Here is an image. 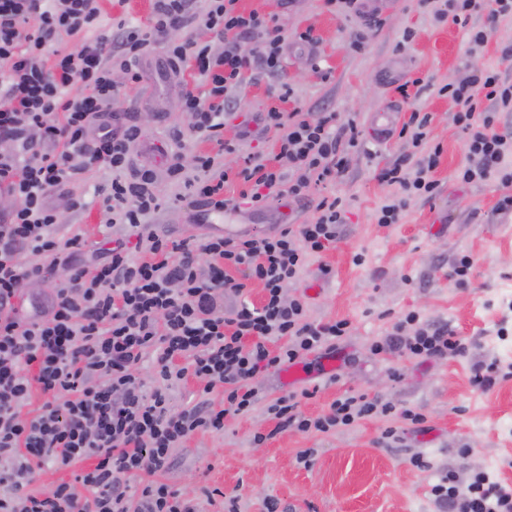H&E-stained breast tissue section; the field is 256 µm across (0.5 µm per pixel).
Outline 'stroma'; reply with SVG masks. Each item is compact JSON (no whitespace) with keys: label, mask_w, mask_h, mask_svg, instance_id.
<instances>
[{"label":"stroma","mask_w":512,"mask_h":512,"mask_svg":"<svg viewBox=\"0 0 512 512\" xmlns=\"http://www.w3.org/2000/svg\"><path fill=\"white\" fill-rule=\"evenodd\" d=\"M238 5L275 16L290 37L279 73H246L235 92L241 113H259L285 83L294 91L286 110L327 109L337 113L339 123L353 121L363 130L348 151L344 175L320 190L344 200L348 221L336 243L309 260L298 284L311 320L345 319L351 332L334 346L340 358L334 373L290 387L277 370L259 377L255 387L261 399L252 410L227 418L222 432L190 435L174 451L164 482L194 499L199 512H225L232 497L239 512H267L271 499L278 501L279 512H436L431 488L450 469L464 480L483 470L512 486V379L488 390L471 381L481 359L512 363V212L498 209L505 190L496 179L470 185L458 180L465 153L453 122L457 107L438 93L441 86L487 67L512 78V19L491 24L479 12L464 27L438 18V0H386L376 26L339 14L324 0H239ZM121 21L152 34L154 0H103L98 36L110 37ZM484 27L487 42L472 50V29ZM308 28L314 43L295 41V34ZM358 35L364 46L356 50L351 42ZM138 69L142 79L134 84L123 71H113L122 90L112 110L135 116L146 141L159 147L153 160L159 196L178 191L166 172L169 154L180 155L189 171L199 154H221L228 168L240 165L239 153H220L219 142L193 131L191 115L180 107L182 87L161 47H154ZM413 79L422 89L402 101L397 87ZM387 107L404 121L414 111L428 114L427 144L443 153L436 196L409 201L398 223L383 226L374 213L399 190L378 175L412 151L398 135L377 143L365 132L368 116ZM111 179L108 170H86L51 198L61 236L85 241L81 259L86 263L96 260L105 239L126 233L101 209L96 194ZM73 197L82 199L83 210H70ZM314 216L311 202L288 209L274 203L241 209L236 221L262 225L273 234ZM147 229L198 240L214 232L176 207L152 214ZM463 254L471 255L474 265L462 287L448 273ZM324 266L329 275H321ZM410 312L420 322L450 326L465 339L468 355L423 360L372 354V343ZM292 391L302 394V409L313 417L326 413L336 398L357 394L392 402L396 411L330 433L275 432L267 406ZM405 409L423 414L424 423L404 420ZM388 427L397 438L386 443L381 433ZM258 433L264 434L263 443H254ZM464 447L470 450L465 457ZM308 448L313 454L301 462L299 454ZM418 455L427 461L426 469L412 465Z\"/></svg>","instance_id":"stroma-1"}]
</instances>
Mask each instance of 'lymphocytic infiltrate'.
Segmentation results:
<instances>
[{
	"mask_svg": "<svg viewBox=\"0 0 512 512\" xmlns=\"http://www.w3.org/2000/svg\"><path fill=\"white\" fill-rule=\"evenodd\" d=\"M101 0H0V197L13 205L0 210V512H197L193 499L159 481L175 448L199 430L220 432L226 418L247 413L259 400L254 380L272 368L298 362L346 336L347 321L315 323L304 296L287 295L311 257L329 249L345 222L339 198L316 197L327 179L342 176L347 150L356 146L355 123L337 125L333 112H285L267 107L255 118V135L278 131V153L247 154L237 172L217 157L197 155L195 175L171 156L168 176L183 188L176 204L193 210H260L289 196L316 198L315 219L289 224L276 234L204 240L141 234L162 206L153 191L151 164L131 166V150L143 131L119 119L109 104L118 93L113 68L139 80L135 66L152 46L134 27L111 37L88 39L102 17ZM238 0H156L154 31L163 41L175 75L191 73L208 85L206 94L187 89L184 111L195 133L219 139L226 119L237 112L233 92L247 72L282 68L288 44L273 17L241 12ZM200 28L223 42L213 50L188 38L167 41L173 29ZM76 38L73 49L51 43ZM458 110L454 121L465 135L464 183L499 180L512 186V135L497 130L501 113L512 112V80L499 70L472 72L443 87ZM427 117L412 113L401 135L421 155L413 167L395 163L379 174L396 185L402 199L384 204L379 224L396 223L405 195L433 198L432 173L440 149L423 151ZM106 168L100 187L112 221L138 229L135 243L121 240L105 249L104 262L78 261V238L59 235V215L50 195L77 173ZM247 188L225 197L230 177ZM38 256L23 264L22 253ZM65 263L70 274L34 314L20 313L24 281L39 278L44 264ZM261 284L260 306L244 302L247 281ZM239 304L225 308L226 295ZM278 343L271 351L270 343ZM157 350L158 386L147 388L138 374L148 350ZM463 339L448 327L419 324L416 314L395 323L373 353L415 358L462 356ZM188 366H178V359ZM202 384L200 402L173 411L170 391L186 374ZM223 389L215 408L208 394ZM45 397L39 413L25 414L33 390ZM267 411L277 430L326 433L376 415L393 413L390 402L366 395L339 398L328 414L311 418L297 394L275 399ZM89 466L48 494L28 492L35 468ZM432 494L441 512H512V489L487 472L459 484L448 471Z\"/></svg>",
	"mask_w": 512,
	"mask_h": 512,
	"instance_id": "lymphocytic-infiltrate-1",
	"label": "lymphocytic infiltrate"
}]
</instances>
